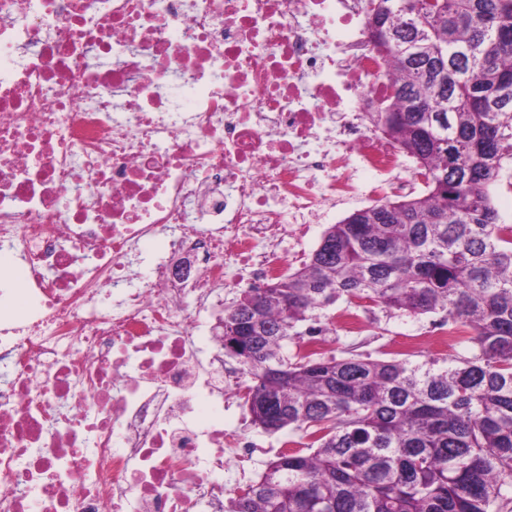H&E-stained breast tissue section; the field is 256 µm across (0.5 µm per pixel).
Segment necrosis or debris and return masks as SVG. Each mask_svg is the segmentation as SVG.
I'll return each instance as SVG.
<instances>
[{"mask_svg":"<svg viewBox=\"0 0 512 512\" xmlns=\"http://www.w3.org/2000/svg\"><path fill=\"white\" fill-rule=\"evenodd\" d=\"M369 0H0V512H224V291L417 190ZM163 241L164 255L143 246ZM24 304V318L15 315Z\"/></svg>","mask_w":512,"mask_h":512,"instance_id":"necrosis-or-debris-1","label":"necrosis or debris"}]
</instances>
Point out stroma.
<instances>
[{
	"mask_svg": "<svg viewBox=\"0 0 512 512\" xmlns=\"http://www.w3.org/2000/svg\"><path fill=\"white\" fill-rule=\"evenodd\" d=\"M348 314L359 320L358 331L344 330L342 319ZM319 327L323 342L319 355L323 358L359 354L421 362L430 357L461 358L469 353L466 336L454 335V323L435 314L413 316L370 303L349 304L341 300L327 310ZM224 427L250 443L253 460L246 477L250 484L258 480L271 459L280 452L296 449L300 440L299 433L291 430L268 433L255 425L241 389L224 401Z\"/></svg>",
	"mask_w": 512,
	"mask_h": 512,
	"instance_id": "obj_1",
	"label": "stroma"
}]
</instances>
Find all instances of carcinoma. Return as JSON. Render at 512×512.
<instances>
[{
	"instance_id": "cac0c4a2",
	"label": "carcinoma",
	"mask_w": 512,
	"mask_h": 512,
	"mask_svg": "<svg viewBox=\"0 0 512 512\" xmlns=\"http://www.w3.org/2000/svg\"><path fill=\"white\" fill-rule=\"evenodd\" d=\"M394 95L368 113L421 194L330 224L304 266L224 314L253 422L301 433L227 512H508L512 508V226L490 193L512 139V0H376ZM442 314L470 356L291 359L338 300Z\"/></svg>"
}]
</instances>
